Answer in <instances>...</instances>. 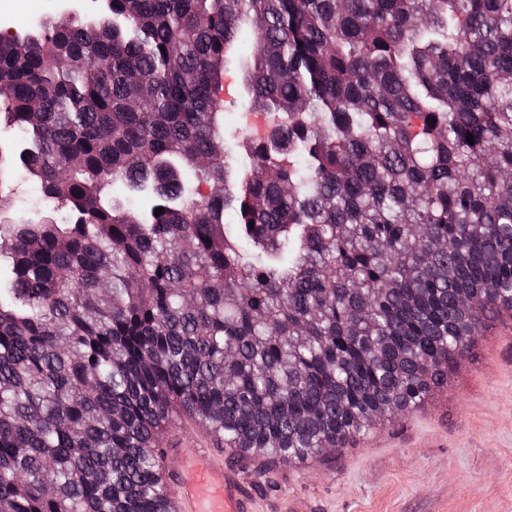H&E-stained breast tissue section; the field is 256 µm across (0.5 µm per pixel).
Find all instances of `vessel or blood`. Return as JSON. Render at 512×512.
Returning a JSON list of instances; mask_svg holds the SVG:
<instances>
[{"label": "vessel or blood", "instance_id": "b4317fda", "mask_svg": "<svg viewBox=\"0 0 512 512\" xmlns=\"http://www.w3.org/2000/svg\"><path fill=\"white\" fill-rule=\"evenodd\" d=\"M165 451L175 461V479L168 486L175 512H251L240 479L216 464L212 449L186 439L167 443Z\"/></svg>", "mask_w": 512, "mask_h": 512}]
</instances>
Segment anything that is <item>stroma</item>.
<instances>
[{"label": "stroma", "instance_id": "1", "mask_svg": "<svg viewBox=\"0 0 512 512\" xmlns=\"http://www.w3.org/2000/svg\"><path fill=\"white\" fill-rule=\"evenodd\" d=\"M67 0H0L17 27L67 17ZM252 34L222 76L224 125L253 137L269 132L265 113L240 108ZM253 495L254 512H512V312L479 330L474 355L460 361L425 404L384 421L360 442L269 476L219 455Z\"/></svg>", "mask_w": 512, "mask_h": 512}]
</instances>
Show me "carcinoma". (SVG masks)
Masks as SVG:
<instances>
[{"label":"carcinoma","instance_id":"cac0c4a2","mask_svg":"<svg viewBox=\"0 0 512 512\" xmlns=\"http://www.w3.org/2000/svg\"><path fill=\"white\" fill-rule=\"evenodd\" d=\"M1 85L0 214L20 171L43 211L0 225V512H171L184 417L306 464L512 310V0H103L1 37ZM252 52L250 30L242 33L237 50V62L224 69L222 76V98L224 100V125L233 131H243L249 136L264 137L269 124L264 112L255 109H241L238 104L246 95L243 83V64Z\"/></svg>","mask_w":512,"mask_h":512}]
</instances>
